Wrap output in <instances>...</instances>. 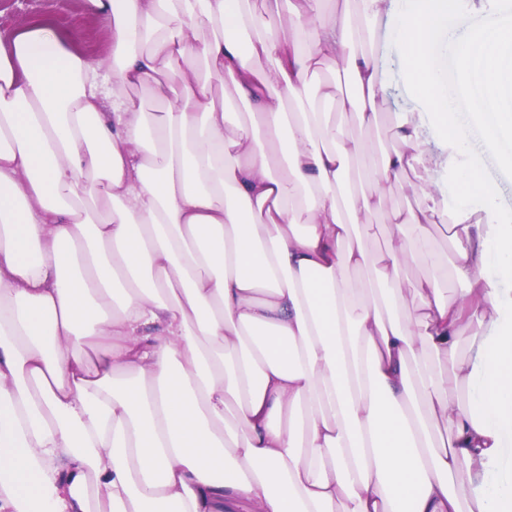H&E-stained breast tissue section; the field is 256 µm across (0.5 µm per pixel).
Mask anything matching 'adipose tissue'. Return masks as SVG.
<instances>
[{
    "label": "adipose tissue",
    "mask_w": 512,
    "mask_h": 512,
    "mask_svg": "<svg viewBox=\"0 0 512 512\" xmlns=\"http://www.w3.org/2000/svg\"><path fill=\"white\" fill-rule=\"evenodd\" d=\"M88 3L109 64L0 39V512H512V22L450 83L462 0ZM382 22L447 156L368 136ZM485 169L488 178L501 185V193L498 200L499 207L512 213V174L505 176L501 173L497 162L492 157H486Z\"/></svg>",
    "instance_id": "1"
}]
</instances>
